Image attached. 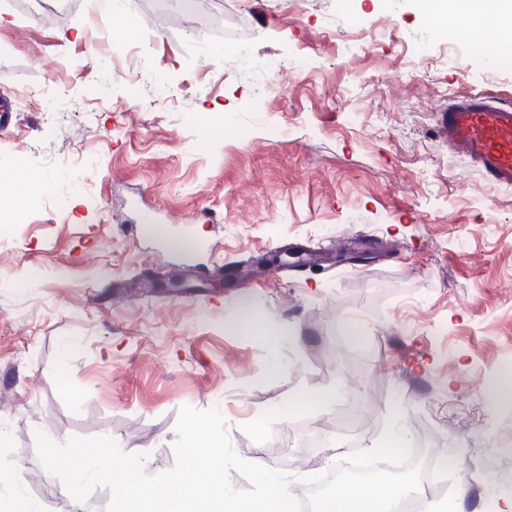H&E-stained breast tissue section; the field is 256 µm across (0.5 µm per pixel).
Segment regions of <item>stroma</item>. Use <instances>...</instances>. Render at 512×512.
Here are the masks:
<instances>
[{
  "instance_id": "stroma-1",
  "label": "stroma",
  "mask_w": 512,
  "mask_h": 512,
  "mask_svg": "<svg viewBox=\"0 0 512 512\" xmlns=\"http://www.w3.org/2000/svg\"><path fill=\"white\" fill-rule=\"evenodd\" d=\"M138 0L135 35L182 95L160 101L98 55L124 41L98 0L39 19L0 0V98L13 108L0 161L25 154L39 186L0 236V499L64 512L69 494L36 452L114 437L172 466L183 407L218 408L245 459L305 476L300 432L349 448V401L366 451L394 428L424 458H454L435 503L485 512L512 493V189L485 184L437 136L450 97L512 100V57L473 52L467 18L435 23L413 0H209L204 15ZM258 61L306 59L269 87ZM354 243L362 256L331 252ZM296 338L236 330L241 303ZM356 321L360 338L341 331ZM332 389L307 413L302 392Z\"/></svg>"
}]
</instances>
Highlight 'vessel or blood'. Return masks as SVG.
Returning a JSON list of instances; mask_svg holds the SVG:
<instances>
[{"mask_svg":"<svg viewBox=\"0 0 512 512\" xmlns=\"http://www.w3.org/2000/svg\"><path fill=\"white\" fill-rule=\"evenodd\" d=\"M438 129L449 151L471 162L481 179L512 187V105L481 93L449 99Z\"/></svg>","mask_w":512,"mask_h":512,"instance_id":"obj_1","label":"vessel or blood"}]
</instances>
